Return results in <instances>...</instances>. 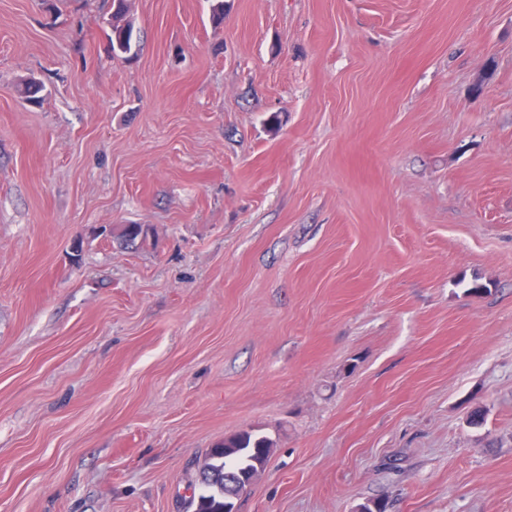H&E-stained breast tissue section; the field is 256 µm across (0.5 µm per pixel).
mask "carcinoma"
<instances>
[{
    "label": "carcinoma",
    "instance_id": "obj_1",
    "mask_svg": "<svg viewBox=\"0 0 512 512\" xmlns=\"http://www.w3.org/2000/svg\"><path fill=\"white\" fill-rule=\"evenodd\" d=\"M109 35L112 55L120 56L131 52L133 23L126 19L127 0H111ZM112 236L128 247L142 246L148 237V230L141 224H120L112 229ZM272 440L252 429L241 430L224 438V443L211 448L206 453V464L201 481L200 494L191 496L187 507L195 512H221L224 508V470H240L244 473H257L258 468L265 467L271 450Z\"/></svg>",
    "mask_w": 512,
    "mask_h": 512
}]
</instances>
